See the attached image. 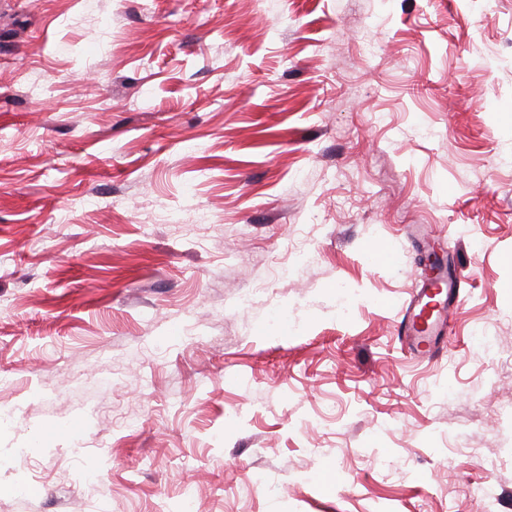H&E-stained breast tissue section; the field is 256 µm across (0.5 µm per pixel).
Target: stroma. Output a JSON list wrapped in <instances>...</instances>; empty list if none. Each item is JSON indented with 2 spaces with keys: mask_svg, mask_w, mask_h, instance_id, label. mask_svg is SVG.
<instances>
[{
  "mask_svg": "<svg viewBox=\"0 0 512 512\" xmlns=\"http://www.w3.org/2000/svg\"><path fill=\"white\" fill-rule=\"evenodd\" d=\"M93 3L0 0V512H512V0ZM456 282V276L454 280H452L451 282H445L443 279H441L439 282H431L426 286V288H420L417 298L414 302L413 299H411L404 306L401 307L402 317L397 324V335L399 336V338H405L408 354L413 356H419L420 354H422V351L420 349L421 344H423L424 342H426V340L429 339V336H420L418 334L421 333L420 330L416 327L420 311L412 316V310H414L415 308V302L418 300L419 297L428 298L426 292L428 290L431 291L432 288L441 287L443 290V288L445 287L448 289H452L455 288Z\"/></svg>",
  "mask_w": 512,
  "mask_h": 512,
  "instance_id": "obj_1",
  "label": "stroma"
}]
</instances>
